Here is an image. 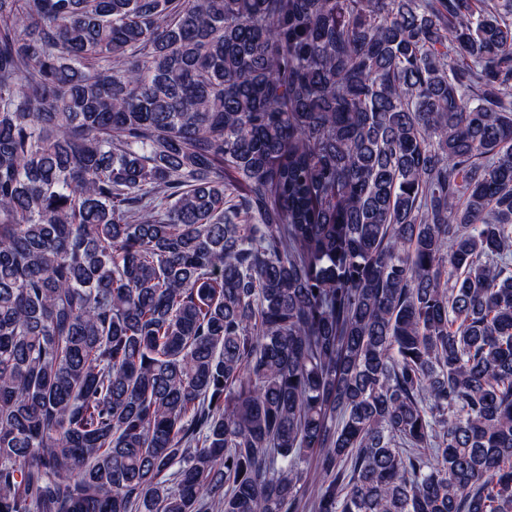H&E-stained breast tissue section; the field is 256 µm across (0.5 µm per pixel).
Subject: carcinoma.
Wrapping results in <instances>:
<instances>
[{"label": "carcinoma", "instance_id": "cac0c4a2", "mask_svg": "<svg viewBox=\"0 0 512 512\" xmlns=\"http://www.w3.org/2000/svg\"><path fill=\"white\" fill-rule=\"evenodd\" d=\"M0 512H512V0H0Z\"/></svg>", "mask_w": 512, "mask_h": 512}]
</instances>
